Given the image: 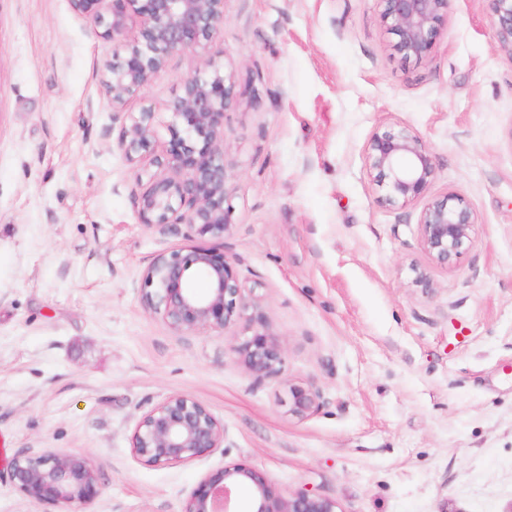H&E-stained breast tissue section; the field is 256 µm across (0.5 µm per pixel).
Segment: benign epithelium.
<instances>
[{"instance_id":"obj_1","label":"benign epithelium","mask_w":512,"mask_h":512,"mask_svg":"<svg viewBox=\"0 0 512 512\" xmlns=\"http://www.w3.org/2000/svg\"><path fill=\"white\" fill-rule=\"evenodd\" d=\"M381 19L394 36L393 48L406 59L428 57L449 0H378ZM491 25L500 44L512 53V0H492ZM73 11L104 28L102 35L121 45L122 52L107 66L103 80L112 108L121 109L178 52L214 46L221 35L224 0H70ZM140 16L138 37L122 43L128 12ZM235 102L230 72L214 70L184 81L182 94L169 110L179 123L171 138L155 150L154 113L130 116L120 145L128 161L154 153L159 177L138 196L141 223L165 227L182 224L186 237L222 240L230 232L225 207L229 194L224 167V112ZM369 173L383 191L382 201L405 206L422 200L420 245L436 264L452 267L467 249L476 224L474 210L463 199L428 196L436 177L434 156L426 143L407 127L379 130L366 153ZM202 279L199 292L193 282ZM143 301L176 334L225 332L244 324L252 337L233 352L257 376L278 372L279 341L260 322L258 304L248 301L232 262L214 248L189 247L163 252L143 274ZM318 392L295 391L294 412L318 406ZM224 441V424L202 402L171 394L144 413L132 435L134 456L147 465L180 463L210 454ZM15 487L40 509L75 507L99 495L101 478L92 461L79 452H19L10 461ZM247 494L244 512H337L336 502L307 491L285 494L258 468L224 466L204 474L186 498L182 512H238L240 491Z\"/></svg>"}]
</instances>
